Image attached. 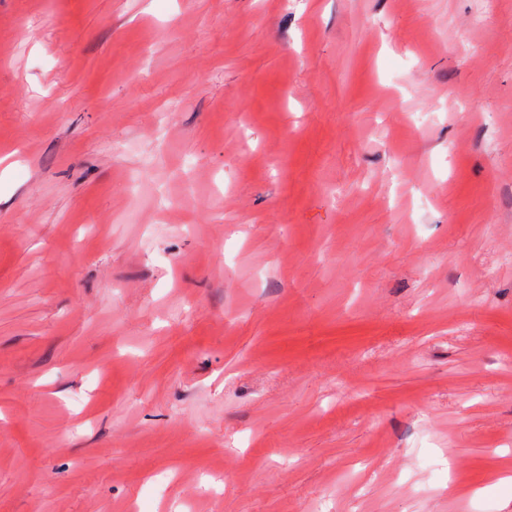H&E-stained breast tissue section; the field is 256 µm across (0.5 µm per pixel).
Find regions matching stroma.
Wrapping results in <instances>:
<instances>
[{
    "label": "stroma",
    "mask_w": 512,
    "mask_h": 512,
    "mask_svg": "<svg viewBox=\"0 0 512 512\" xmlns=\"http://www.w3.org/2000/svg\"><path fill=\"white\" fill-rule=\"evenodd\" d=\"M512 512V0H0V512Z\"/></svg>",
    "instance_id": "35a3bbf8"
}]
</instances>
